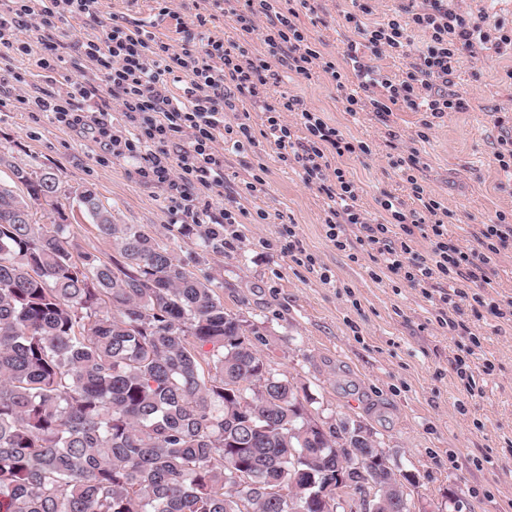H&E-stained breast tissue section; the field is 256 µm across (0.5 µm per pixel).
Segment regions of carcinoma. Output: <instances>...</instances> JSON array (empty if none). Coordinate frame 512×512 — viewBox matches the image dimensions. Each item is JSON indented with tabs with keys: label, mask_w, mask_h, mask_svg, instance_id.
<instances>
[{
	"label": "carcinoma",
	"mask_w": 512,
	"mask_h": 512,
	"mask_svg": "<svg viewBox=\"0 0 512 512\" xmlns=\"http://www.w3.org/2000/svg\"><path fill=\"white\" fill-rule=\"evenodd\" d=\"M59 179L0 183V512H340V471L385 512H409L383 452L325 430L275 372L210 278L94 192L78 200L118 257L77 251ZM221 228L199 230L203 248ZM251 484L240 486L236 474ZM295 490L288 500L269 490Z\"/></svg>",
	"instance_id": "1"
}]
</instances>
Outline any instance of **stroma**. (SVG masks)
I'll list each match as a JSON object with an SVG mask.
<instances>
[{
	"label": "stroma",
	"instance_id": "35a3bbf8",
	"mask_svg": "<svg viewBox=\"0 0 512 512\" xmlns=\"http://www.w3.org/2000/svg\"><path fill=\"white\" fill-rule=\"evenodd\" d=\"M170 17L155 13L154 0H99L106 16L150 22V30L180 45L196 14L208 15L211 35L237 43L252 55L268 51L260 35H241L230 13L213 12L209 0H171ZM351 0H315L299 9L296 25L324 59L347 68V43L354 35L343 25ZM50 37L64 43L74 60L53 73L36 65V55L0 54V180L12 166L59 178L55 204L34 205L33 218L48 224L65 215L79 250L112 257L111 238L103 236L77 201L91 190L112 208L118 224H137L181 256L199 251L198 235L183 237L185 224L164 188L146 182L135 161L108 156L90 137L57 127L49 114L29 112L20 101L35 91H54L81 81L86 63L81 45L92 31L82 17L53 22ZM512 56L492 51L461 64L453 89L469 99L465 112L427 119L424 113L394 107L388 121L370 108L357 115L345 110V93L321 69L311 78L285 74L269 83L267 95L296 96L352 143L368 150L341 158L358 186V203L372 222L383 223V194L398 197L405 209L416 206L412 188L396 166L398 157L418 151L415 176L448 215L449 240L474 249L477 225L505 214L512 222V181L500 173L495 154L512 139ZM266 115L251 110L254 142L224 154V185L210 198L212 218L224 209L240 211V223L225 226L224 244L199 252L197 275L221 282L224 306L252 330V340L272 368L294 379L312 399L310 408L331 429H367L385 451L395 473H411L410 512H512V321L495 318L472 300L453 311L471 334L480 336L479 357L469 382L455 371L465 356L468 336L437 321L428 291L401 280L376 264L370 254L337 250L326 235V199L307 184L261 136ZM427 140H420L419 132ZM263 173L257 191L245 185ZM293 225L297 240L319 266L309 271L288 250L283 225ZM495 364L493 374L484 359Z\"/></svg>",
	"mask_w": 512,
	"mask_h": 512
}]
</instances>
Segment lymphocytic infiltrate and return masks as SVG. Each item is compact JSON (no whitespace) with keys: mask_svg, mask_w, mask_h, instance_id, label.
I'll return each mask as SVG.
<instances>
[{"mask_svg":"<svg viewBox=\"0 0 512 512\" xmlns=\"http://www.w3.org/2000/svg\"><path fill=\"white\" fill-rule=\"evenodd\" d=\"M375 0H354L355 9L344 17L357 41L349 42L348 56L357 79L354 89H346V75L334 62L324 61L319 51L293 21L310 0H234L229 11L241 34H260L269 48L265 57L249 56L239 44H224L213 37L204 14H196V31L185 37L179 48L156 39L145 21L101 18L98 0H0V48L27 55L40 45L39 68L56 72L68 64L63 43L46 38L40 24L48 19L86 18L103 33L82 44L89 64L81 83L65 94L41 92L27 100L31 112H47L59 127L89 135L113 157L139 161L140 175L167 188L175 206L183 208L194 223H201L209 210L208 196L224 184V153L218 150L220 137H229L234 148L252 143L247 122L236 126L224 123V115L238 111L249 102L266 114L262 137L273 144L280 161L295 163L306 183L317 185L326 198L325 225L329 240L338 249L360 246L374 251L375 258L390 272L420 286L444 279L438 303L448 307L465 298L466 287L481 284L476 296L480 306L499 319H512V300L491 296L493 284L487 270L512 241V223L505 215L496 222L480 225L475 233L479 244L472 250L452 242L439 216L441 204L425 195L421 186L413 193L419 203L408 212L398 198L384 195L381 208L391 224L369 220L358 205L357 188L346 169L333 166V159L354 154L355 145L336 127L296 97L269 102L266 86L277 79L278 68L310 77L320 66L337 88L345 89V110L357 114L362 104H370L381 121H388L394 104L439 118L450 112H465L469 101L451 91V77L464 57H475L477 46H491L496 52L512 50V30L491 34L479 20L460 13L453 0H414L403 15L371 26L362 19L374 12ZM28 29L30 41L18 38ZM426 34L427 40L399 82H392L362 55L358 42H365L373 55H402L411 44L412 32ZM96 100L93 110L81 108V101ZM117 103L125 117L114 125L109 110ZM300 117L307 135L293 139L285 113ZM184 134L188 148L170 152L176 134ZM355 226L356 237H348L347 226ZM429 242L428 257L413 251L417 239Z\"/></svg>","mask_w":512,"mask_h":512,"instance_id":"obj_1","label":"lymphocytic infiltrate"}]
</instances>
